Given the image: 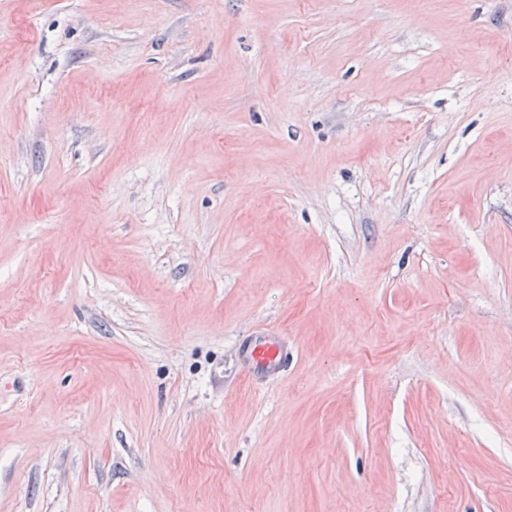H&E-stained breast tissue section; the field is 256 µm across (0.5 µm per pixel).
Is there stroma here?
I'll use <instances>...</instances> for the list:
<instances>
[{
    "label": "stroma",
    "mask_w": 512,
    "mask_h": 512,
    "mask_svg": "<svg viewBox=\"0 0 512 512\" xmlns=\"http://www.w3.org/2000/svg\"><path fill=\"white\" fill-rule=\"evenodd\" d=\"M0 512H512V0H0ZM242 352L249 370L256 374L279 372L287 356L283 343L270 336L246 340Z\"/></svg>",
    "instance_id": "stroma-1"
}]
</instances>
